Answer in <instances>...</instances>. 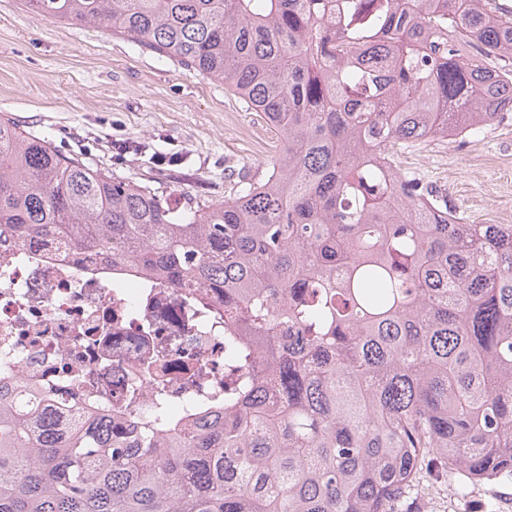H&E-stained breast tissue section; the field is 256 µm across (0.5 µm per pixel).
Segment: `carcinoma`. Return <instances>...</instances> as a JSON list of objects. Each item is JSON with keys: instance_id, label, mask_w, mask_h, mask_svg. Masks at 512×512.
Returning a JSON list of instances; mask_svg holds the SVG:
<instances>
[{"instance_id": "obj_1", "label": "carcinoma", "mask_w": 512, "mask_h": 512, "mask_svg": "<svg viewBox=\"0 0 512 512\" xmlns=\"http://www.w3.org/2000/svg\"><path fill=\"white\" fill-rule=\"evenodd\" d=\"M224 83L283 148L178 204L0 118V227L224 298V410L70 434L0 398V512H392L426 465L512 478V224H468L391 149L512 110L487 0H24Z\"/></svg>"}]
</instances>
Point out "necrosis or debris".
Returning <instances> with one entry per match:
<instances>
[{
  "label": "necrosis or debris",
  "mask_w": 512,
  "mask_h": 512,
  "mask_svg": "<svg viewBox=\"0 0 512 512\" xmlns=\"http://www.w3.org/2000/svg\"><path fill=\"white\" fill-rule=\"evenodd\" d=\"M224 305L125 264L0 233V391L26 386L71 431L127 438L164 407L182 435L224 407Z\"/></svg>",
  "instance_id": "obj_1"
}]
</instances>
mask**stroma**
Instances as JSON below:
<instances>
[{
	"label": "stroma",
	"instance_id": "1",
	"mask_svg": "<svg viewBox=\"0 0 512 512\" xmlns=\"http://www.w3.org/2000/svg\"><path fill=\"white\" fill-rule=\"evenodd\" d=\"M0 115L133 182L154 177L158 156L177 157L171 188L183 200L230 195L242 172L266 173L282 147L265 116L222 83L95 26L33 18L20 0H0ZM395 160L464 221L512 224V111L462 141L397 148ZM394 509L512 512V478L425 470Z\"/></svg>",
	"mask_w": 512,
	"mask_h": 512
}]
</instances>
